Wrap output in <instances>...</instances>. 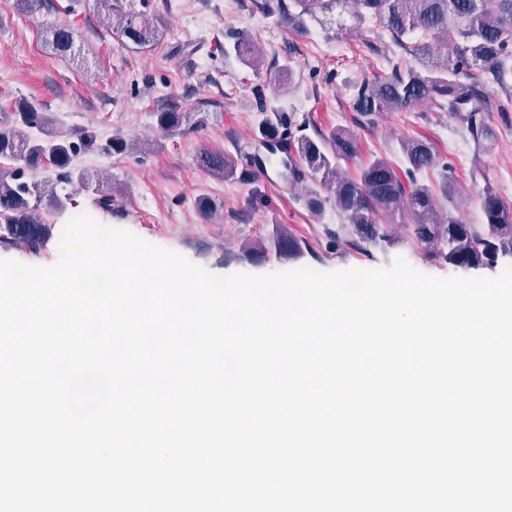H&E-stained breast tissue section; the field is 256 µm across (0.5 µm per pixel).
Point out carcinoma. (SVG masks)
Segmentation results:
<instances>
[{"label":"carcinoma","mask_w":512,"mask_h":512,"mask_svg":"<svg viewBox=\"0 0 512 512\" xmlns=\"http://www.w3.org/2000/svg\"><path fill=\"white\" fill-rule=\"evenodd\" d=\"M102 21L112 25L125 42L143 46L153 28L148 17L125 9L120 0H105ZM281 20L299 32L305 17L337 13V24L350 20L357 29L368 23L391 35L401 52L385 56L386 74L354 87L352 111L371 123L385 112H403L432 101L478 142L490 147L492 132L483 113L506 112L512 103L489 94L487 84L505 88L512 78V0H276L272 6ZM50 44L62 56L73 51L74 33L66 25L50 30ZM233 49L242 60L257 66L262 51L248 37L236 39ZM271 112L261 122V144L271 150L289 141L288 172L291 184H307L309 210L322 212L326 203L343 218L347 245L361 250L387 239L381 220L395 214L412 219L408 230L419 244L438 246L448 263L457 267L492 265L500 255H512V202L488 188L483 193L484 223L463 224L451 212L436 206L435 188L422 175L438 165L432 146L422 139L402 142L403 162L383 157L365 164L355 177L341 162L354 158L358 143L353 133L337 128L314 136L297 135L284 106H263ZM187 113L172 108L156 113V126L164 136L185 130ZM127 149L118 136L100 139L93 132L68 135L58 131L36 100L14 102L12 114L0 116V245L23 242L36 249L47 227L39 210H61L64 198L58 186L74 180L86 183L94 205L112 213L119 194L115 186L87 182L74 160L85 153L110 156ZM200 167L222 179L235 175L237 158L204 151ZM51 167L54 177L40 179L37 172ZM279 258L301 254L300 242L277 226L269 239Z\"/></svg>","instance_id":"cac0c4a2"}]
</instances>
